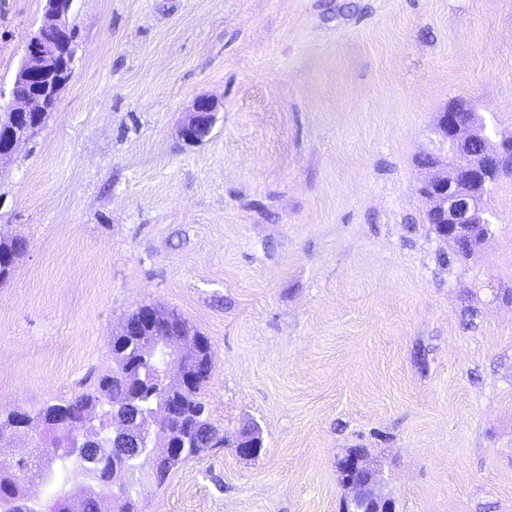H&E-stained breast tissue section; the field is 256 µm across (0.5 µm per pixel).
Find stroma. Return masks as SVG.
Segmentation results:
<instances>
[{
    "instance_id": "obj_1",
    "label": "stroma",
    "mask_w": 512,
    "mask_h": 512,
    "mask_svg": "<svg viewBox=\"0 0 512 512\" xmlns=\"http://www.w3.org/2000/svg\"><path fill=\"white\" fill-rule=\"evenodd\" d=\"M43 6L0 0L2 93ZM73 25L56 111L0 166L27 241L0 411L89 388L152 305L208 337L209 417L264 450L208 449L141 512H338L351 448L395 512H512V175L463 257L417 165L455 97L512 135V0H75ZM218 101L208 96L197 97L191 112L177 128V136L188 145L201 143L212 131L218 112ZM233 448L236 454L244 459L257 458L263 449V439L260 430L254 423L248 424L234 439Z\"/></svg>"
}]
</instances>
